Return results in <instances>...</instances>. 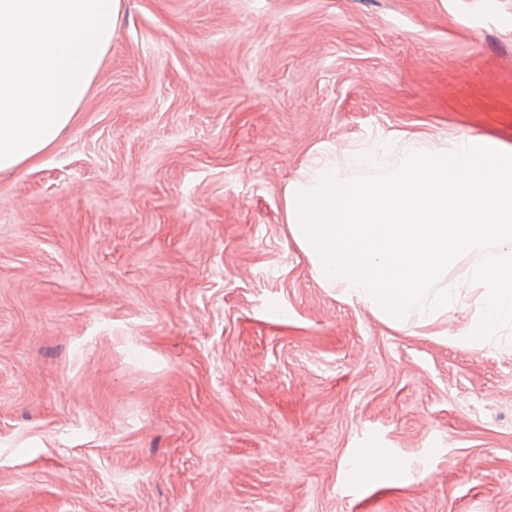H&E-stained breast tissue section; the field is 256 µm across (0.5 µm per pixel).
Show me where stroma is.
<instances>
[{"instance_id": "stroma-1", "label": "stroma", "mask_w": 512, "mask_h": 512, "mask_svg": "<svg viewBox=\"0 0 512 512\" xmlns=\"http://www.w3.org/2000/svg\"><path fill=\"white\" fill-rule=\"evenodd\" d=\"M58 144L0 173V512H512V331L313 277L321 149L512 148V0H122ZM398 463L365 479L350 461Z\"/></svg>"}]
</instances>
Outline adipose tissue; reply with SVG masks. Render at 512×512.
Segmentation results:
<instances>
[{
    "label": "adipose tissue",
    "mask_w": 512,
    "mask_h": 512,
    "mask_svg": "<svg viewBox=\"0 0 512 512\" xmlns=\"http://www.w3.org/2000/svg\"><path fill=\"white\" fill-rule=\"evenodd\" d=\"M120 23V0H0V173L55 145Z\"/></svg>",
    "instance_id": "1"
}]
</instances>
